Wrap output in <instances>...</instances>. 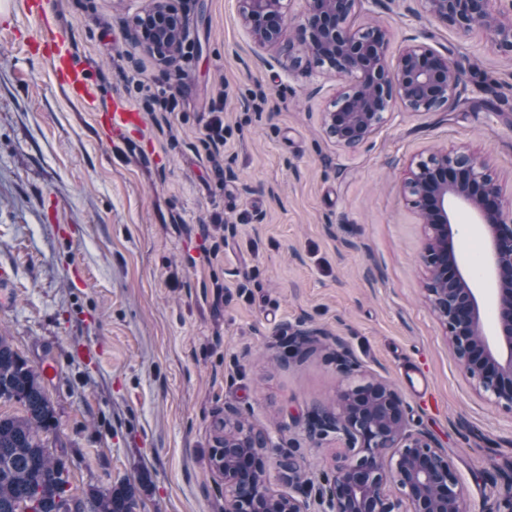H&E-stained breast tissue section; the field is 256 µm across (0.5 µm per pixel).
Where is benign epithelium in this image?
<instances>
[{"mask_svg": "<svg viewBox=\"0 0 512 512\" xmlns=\"http://www.w3.org/2000/svg\"><path fill=\"white\" fill-rule=\"evenodd\" d=\"M133 20V36L158 61L184 39L178 0H150ZM298 40L285 39L284 0H239L240 14L255 43L275 50L288 68L315 64L342 81L323 128L336 145L353 148L374 134L399 103L407 112L448 109L461 84L459 67L411 39L397 56L380 27L352 28L362 0H306ZM425 13L467 36L483 30L494 47L512 54V21L492 9V0H422ZM404 197L427 225L422 253L426 296L445 326L460 366L477 390L512 410V200L504 198L488 161L472 153L436 149L411 164ZM464 207L490 234L488 266L496 290L495 339L486 335L483 305L463 274L453 246L454 214ZM326 333L297 329L290 341L312 346ZM239 412L224 414V447L238 451L224 468V512H312L292 493L272 490L266 447L258 431L239 432ZM311 435L336 436L345 449L331 484L319 496V512H470L446 451L427 432L411 427L404 402L382 382L345 391L338 410L307 417ZM288 486L302 483L291 456L276 462Z\"/></svg>", "mask_w": 512, "mask_h": 512, "instance_id": "1", "label": "benign epithelium"}]
</instances>
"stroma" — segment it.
I'll list each match as a JSON object with an SVG mask.
<instances>
[{
  "label": "stroma",
  "mask_w": 512,
  "mask_h": 512,
  "mask_svg": "<svg viewBox=\"0 0 512 512\" xmlns=\"http://www.w3.org/2000/svg\"><path fill=\"white\" fill-rule=\"evenodd\" d=\"M22 2L0 14V334L53 368L73 494L129 482L136 512H224L211 456L228 408L267 434L275 490H288L275 468L288 454L326 487L342 450L311 437L308 415L381 380L447 450L471 512H485L512 478V410L476 392L425 298L427 229L403 183L413 160L448 148L487 157L512 199V57L434 21L421 0H363L354 27L451 55L467 90L444 112L395 107L345 150L323 132L340 81L288 72L255 44L238 0H180L186 38L165 65L129 34L149 0H43L92 104L57 84ZM140 86L171 88L176 113L109 135L97 111L117 98L141 109ZM219 96L214 159L200 138ZM216 212L228 244L210 262L201 227ZM453 232L493 329L486 239L464 212ZM298 326L340 337L351 373H337L328 343L286 357Z\"/></svg>",
  "instance_id": "1"
}]
</instances>
